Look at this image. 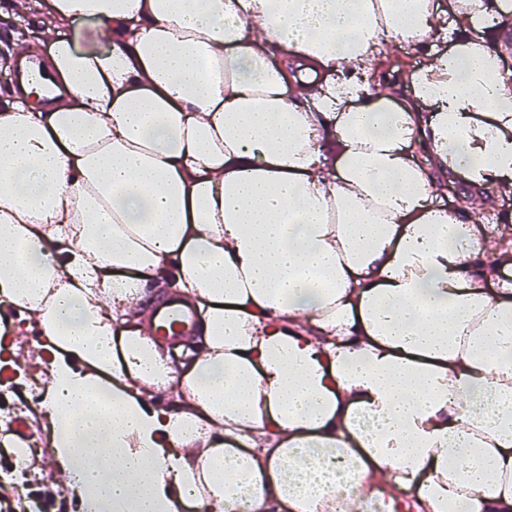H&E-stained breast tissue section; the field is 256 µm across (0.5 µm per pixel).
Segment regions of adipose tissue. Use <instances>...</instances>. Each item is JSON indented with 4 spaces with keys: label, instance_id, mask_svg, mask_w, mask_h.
<instances>
[{
    "label": "adipose tissue",
    "instance_id": "1",
    "mask_svg": "<svg viewBox=\"0 0 512 512\" xmlns=\"http://www.w3.org/2000/svg\"><path fill=\"white\" fill-rule=\"evenodd\" d=\"M43 11L68 97L0 101V302L54 348L35 411L77 512H512V238L415 161L512 198L504 0ZM396 43L428 55L401 102L370 84ZM150 285L201 314L189 370L131 318ZM74 31H78L81 34L77 38V43L81 48L89 46L98 48L109 47V38L106 31L93 19H76L65 28L66 35L72 36Z\"/></svg>",
    "mask_w": 512,
    "mask_h": 512
}]
</instances>
